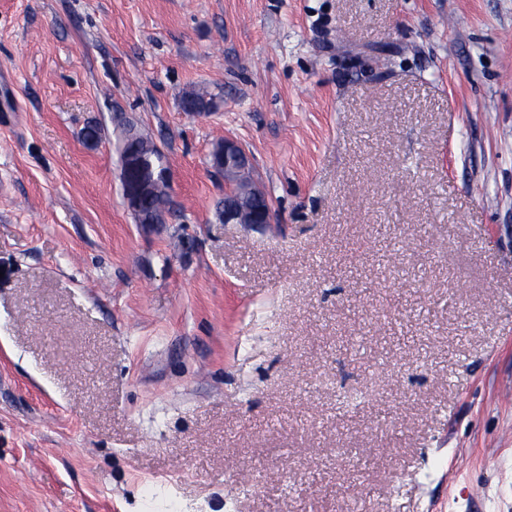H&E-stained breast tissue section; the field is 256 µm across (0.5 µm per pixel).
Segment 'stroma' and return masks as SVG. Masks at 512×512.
I'll use <instances>...</instances> for the list:
<instances>
[{
    "instance_id": "35a3bbf8",
    "label": "stroma",
    "mask_w": 512,
    "mask_h": 512,
    "mask_svg": "<svg viewBox=\"0 0 512 512\" xmlns=\"http://www.w3.org/2000/svg\"><path fill=\"white\" fill-rule=\"evenodd\" d=\"M506 380L512 0H0V512H512ZM214 154L215 164L212 162V168L219 174L224 175V198L231 193L233 186L229 180V170L234 165L237 171H244L253 168L252 160L243 147L233 138H224V148L218 147L212 151ZM224 159L223 165L219 166V162ZM217 164V165H216ZM168 173L155 171L147 163L145 157H135L132 154H125L121 159L120 179L123 197L127 208L138 224H163L166 223L167 214L146 217L142 212V200L152 189L153 185L161 178L167 180ZM146 222V223H143ZM150 222V223H149ZM233 178L238 181L237 204L241 212L242 219L248 221L251 218L255 206L257 188L253 183L250 174L233 173ZM224 213L222 219L227 224H244L241 216L235 206L223 204Z\"/></svg>"
}]
</instances>
